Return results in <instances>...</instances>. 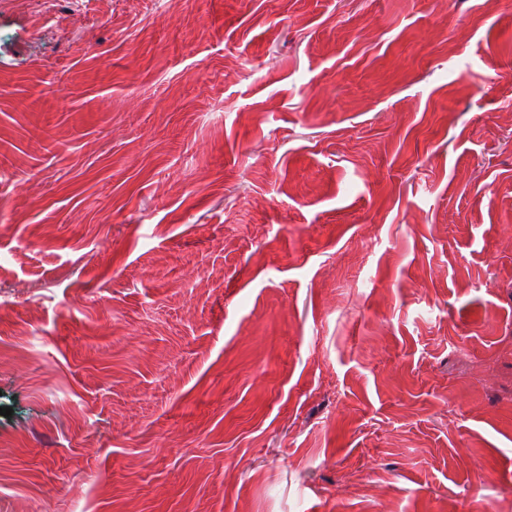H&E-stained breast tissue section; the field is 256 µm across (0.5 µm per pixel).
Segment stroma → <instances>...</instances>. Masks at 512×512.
Masks as SVG:
<instances>
[{
    "label": "stroma",
    "mask_w": 512,
    "mask_h": 512,
    "mask_svg": "<svg viewBox=\"0 0 512 512\" xmlns=\"http://www.w3.org/2000/svg\"><path fill=\"white\" fill-rule=\"evenodd\" d=\"M512 8L0 0V512H512Z\"/></svg>",
    "instance_id": "35a3bbf8"
}]
</instances>
